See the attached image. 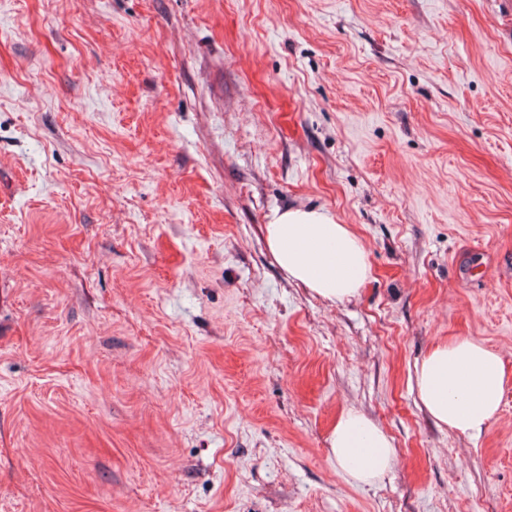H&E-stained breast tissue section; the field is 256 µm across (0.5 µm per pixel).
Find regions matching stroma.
I'll list each match as a JSON object with an SVG mask.
<instances>
[{"instance_id": "stroma-1", "label": "stroma", "mask_w": 512, "mask_h": 512, "mask_svg": "<svg viewBox=\"0 0 512 512\" xmlns=\"http://www.w3.org/2000/svg\"><path fill=\"white\" fill-rule=\"evenodd\" d=\"M287 207L358 296L281 271ZM456 338L477 437L413 388ZM0 512H512V0H0ZM266 242L280 269L323 299L344 302L370 276L362 240L325 210H275L265 224ZM415 379L421 403L438 424L477 437L501 406L505 367L499 355L462 338L435 346ZM328 443L336 462L356 482L372 483L382 478L395 460L389 437L351 409L343 411L333 423Z\"/></svg>"}]
</instances>
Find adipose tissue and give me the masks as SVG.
<instances>
[{"instance_id":"adipose-tissue-1","label":"adipose tissue","mask_w":512,"mask_h":512,"mask_svg":"<svg viewBox=\"0 0 512 512\" xmlns=\"http://www.w3.org/2000/svg\"><path fill=\"white\" fill-rule=\"evenodd\" d=\"M266 242L280 269L323 299L356 296L370 276L362 240L325 210H275L265 226ZM505 385L502 358L462 338L435 346L416 369L419 399L432 418L459 433L480 436L501 406ZM329 448L353 481L382 478L395 460L389 437L353 410L334 422Z\"/></svg>"}]
</instances>
